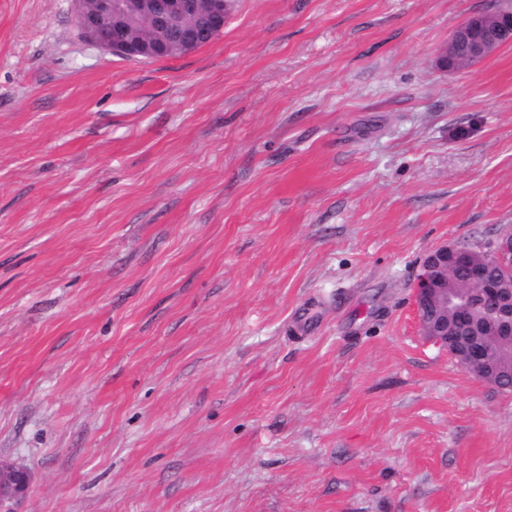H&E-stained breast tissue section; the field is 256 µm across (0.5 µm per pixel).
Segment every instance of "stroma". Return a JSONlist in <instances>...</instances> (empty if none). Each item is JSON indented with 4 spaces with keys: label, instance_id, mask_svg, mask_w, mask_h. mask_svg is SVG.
<instances>
[{
    "label": "stroma",
    "instance_id": "1",
    "mask_svg": "<svg viewBox=\"0 0 512 512\" xmlns=\"http://www.w3.org/2000/svg\"><path fill=\"white\" fill-rule=\"evenodd\" d=\"M507 0H235L159 60L0 0L6 512H512V393L423 336L440 244L512 232ZM465 42V53L459 51V43ZM512 43V9L497 11L493 15L470 17L455 30L448 48L438 57L441 68L456 69L473 65L492 55L498 48ZM29 487L28 471L0 462V503L22 497Z\"/></svg>",
    "mask_w": 512,
    "mask_h": 512
}]
</instances>
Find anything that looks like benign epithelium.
<instances>
[{
    "instance_id": "obj_1",
    "label": "benign epithelium",
    "mask_w": 512,
    "mask_h": 512,
    "mask_svg": "<svg viewBox=\"0 0 512 512\" xmlns=\"http://www.w3.org/2000/svg\"><path fill=\"white\" fill-rule=\"evenodd\" d=\"M81 35L131 59L179 56L224 32L230 0H75ZM512 43V9L469 18L438 57L441 68L472 65ZM496 267L497 279L487 278ZM426 335L452 350L476 378L512 380V234L485 250L442 244L422 263L415 296ZM28 471L0 462V503L22 497Z\"/></svg>"
}]
</instances>
